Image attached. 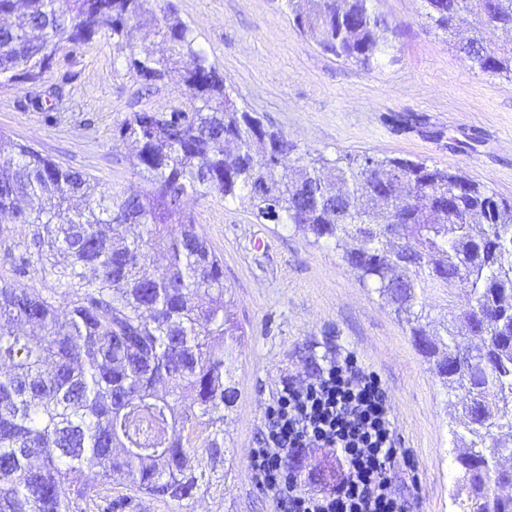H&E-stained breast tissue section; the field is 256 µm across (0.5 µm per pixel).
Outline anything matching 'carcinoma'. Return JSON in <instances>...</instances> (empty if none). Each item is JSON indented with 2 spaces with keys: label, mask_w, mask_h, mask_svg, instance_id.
<instances>
[{
  "label": "carcinoma",
  "mask_w": 512,
  "mask_h": 512,
  "mask_svg": "<svg viewBox=\"0 0 512 512\" xmlns=\"http://www.w3.org/2000/svg\"><path fill=\"white\" fill-rule=\"evenodd\" d=\"M301 32L370 68L391 55L395 29L371 0H279ZM426 17L482 73L512 81V51L486 44L491 26L512 42V0H425ZM24 25L0 26V83L39 86L57 55L92 44L100 26L141 81L181 71L182 100L134 112L112 140L137 146L146 184L101 187L33 147L0 151V215L32 227L13 280H0V512H123L133 498L184 503L225 482L224 435L244 329L224 297V263L183 210V196L235 199L261 224H292L340 252L359 283L391 307L439 385L461 399L450 426L457 512H512L494 487L512 450V202L465 176L398 157L296 155L287 136L241 107L195 49L193 30L160 0H0ZM149 24L168 44L134 41ZM59 84L28 105L52 112ZM400 224L389 241L381 225ZM162 253L167 265L154 267ZM59 288L20 284L31 270ZM491 321L456 313L426 330L423 299L454 306L460 287ZM489 333L472 371L460 339Z\"/></svg>",
  "instance_id": "cac0c4a2"
}]
</instances>
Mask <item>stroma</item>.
I'll return each instance as SVG.
<instances>
[{
	"instance_id": "stroma-1",
	"label": "stroma",
	"mask_w": 512,
	"mask_h": 512,
	"mask_svg": "<svg viewBox=\"0 0 512 512\" xmlns=\"http://www.w3.org/2000/svg\"><path fill=\"white\" fill-rule=\"evenodd\" d=\"M170 2L239 104L300 151L420 161L512 198V81L474 70L429 22L424 0H373L397 36L391 57L369 70L324 53L275 0ZM65 72L72 79L63 86V108L50 118L21 108L29 84L0 85V131L103 187L142 190L134 149L113 142L112 127L129 113L178 102L179 73L144 85L118 58L106 27L51 75ZM398 114L420 123L396 129ZM184 208L223 260L230 310L245 330L226 440L237 468L229 488L211 489L186 510L143 498L130 512H275L249 467L265 411L284 376L307 375L322 355L344 351L380 375L398 444L417 460L421 487L409 512H453L449 422L456 397L436 385L394 314L332 247L311 245L302 231L257 223L235 201L189 195Z\"/></svg>"
}]
</instances>
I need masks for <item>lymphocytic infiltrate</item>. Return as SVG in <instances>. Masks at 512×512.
<instances>
[{"label":"lymphocytic infiltrate","instance_id":"obj_1","mask_svg":"<svg viewBox=\"0 0 512 512\" xmlns=\"http://www.w3.org/2000/svg\"><path fill=\"white\" fill-rule=\"evenodd\" d=\"M319 450L339 465L325 491L313 488L306 464ZM250 469L276 512H408L417 489L415 457L398 445L388 392L351 352L281 380Z\"/></svg>","mask_w":512,"mask_h":512}]
</instances>
